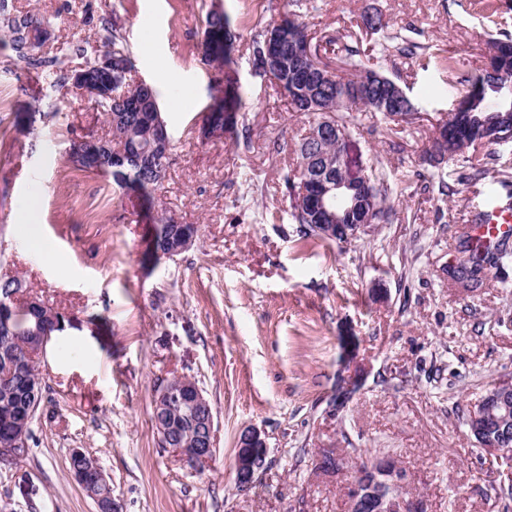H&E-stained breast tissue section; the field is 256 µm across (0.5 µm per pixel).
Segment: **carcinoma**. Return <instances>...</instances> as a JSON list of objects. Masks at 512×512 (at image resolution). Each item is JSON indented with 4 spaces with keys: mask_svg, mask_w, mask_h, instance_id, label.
<instances>
[{
    "mask_svg": "<svg viewBox=\"0 0 512 512\" xmlns=\"http://www.w3.org/2000/svg\"><path fill=\"white\" fill-rule=\"evenodd\" d=\"M295 9L284 17L288 21V33L291 41L308 47V54L297 57L288 51L285 62L276 69L268 70L263 58V45L269 32L277 29L278 24L272 23L254 35L251 43L252 54L259 72L271 78L284 91L288 98L290 110L304 112L311 117L309 128L300 139L297 149L298 167L284 173L286 184L304 176L319 180L336 176V142H320L314 132L322 123L329 122L350 135L355 128L358 112H369L386 123L400 125L411 124L414 113L401 107L382 106L380 99L383 86L397 85V82L385 74L365 67L358 43L352 35L328 36L316 39L306 24L300 19L297 9L303 6V0H291ZM33 16L26 13H13L8 10L5 0H0V30L8 37L3 46H8L28 66L34 70L43 69L56 64V59L43 56H32L26 49V28ZM239 33L227 12L210 9L205 16L204 30L200 42L201 60L211 65L215 71L214 81L224 84V111L240 112L243 107L242 86L233 69L234 52ZM347 67L348 74L342 76L331 72L330 55ZM487 63L475 72L462 78L466 85L464 97L457 106L448 112L446 118L440 120L444 133L448 134V153L456 157L468 150L474 153L470 168L474 173L468 176L471 181L486 178L496 162V155L486 151L499 142L489 137V120L496 118L501 121L512 119V97L502 98L498 89L501 82L512 83V34L500 31L487 41ZM157 94L137 93L123 96L119 92L112 96L94 98L97 106L106 117L119 121L123 126L122 134L112 138V148L130 149V143L140 139L145 132L155 111L153 99ZM224 133L234 140L250 145L249 127L239 125L235 121L224 126ZM169 161V155L160 151L155 160H141L131 157L126 164L116 169L112 161L105 155L99 162V174L108 177L119 189H128L141 195L147 203H152L153 194L162 185L158 174V159ZM368 191L374 197L376 212L373 220L377 224L390 222L389 210L385 207L387 199L395 192V185L376 165L371 164L364 171ZM291 222L299 225V233L303 238L318 237L313 225L319 223L317 210L292 207ZM174 225L171 218L162 214L154 224L153 238L148 246L152 261L168 257L171 250ZM512 240L503 238L491 249L482 250L473 244L468 227H463L459 235V262L448 267L451 279L474 292L488 285V274L492 267L497 266L509 255V244ZM13 312L0 316V356L12 357L16 348L14 336L29 327L26 305L11 304ZM44 388L35 362H19L16 364L12 377L0 378V413H11L26 416L29 408L36 401H42ZM157 435L163 436L160 427L170 422L175 426L174 440L186 447L194 440L197 430L191 425L189 415L185 411H166V419L152 415Z\"/></svg>",
    "mask_w": 512,
    "mask_h": 512,
    "instance_id": "cac0c4a2",
    "label": "carcinoma"
}]
</instances>
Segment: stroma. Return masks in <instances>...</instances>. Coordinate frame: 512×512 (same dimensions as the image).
<instances>
[{
  "label": "stroma",
  "mask_w": 512,
  "mask_h": 512,
  "mask_svg": "<svg viewBox=\"0 0 512 512\" xmlns=\"http://www.w3.org/2000/svg\"><path fill=\"white\" fill-rule=\"evenodd\" d=\"M213 0H7L11 11L52 21L44 56L113 28L132 79L153 85L172 144L154 207L107 179L74 169L71 140L97 137L106 119L93 101L54 85L0 47V279L24 281L69 324L40 357L44 400L29 449L0 465L5 512H97L68 470L72 449L93 457L122 512H347L346 474L318 469L322 450L394 448L408 495L428 512H500L493 458L465 425L493 379L512 376V263L471 293L442 268L458 231L493 191L512 207V147L494 171L459 182L462 157L432 168L423 150L438 118L483 61L495 33L478 0H311L310 33L356 31L381 13L387 35L363 34L370 64L396 80L417 108L395 127L363 114L351 165L374 164L396 184L393 221L349 244L304 240L288 215L283 180L308 126L253 66L250 41L290 9L289 0H220L242 39L236 70L251 148L202 140V117L219 93L198 43ZM414 28L434 54L405 58L393 36ZM38 112L19 130L22 109ZM445 177L453 194L434 188ZM35 203L58 268L33 253L20 215ZM199 226L194 245L152 266L140 261L150 210ZM195 379L213 409L216 454L184 467L158 445L151 402L161 379ZM356 380L345 403L341 381ZM261 431L267 467L237 491L242 431Z\"/></svg>",
  "instance_id": "1"
}]
</instances>
